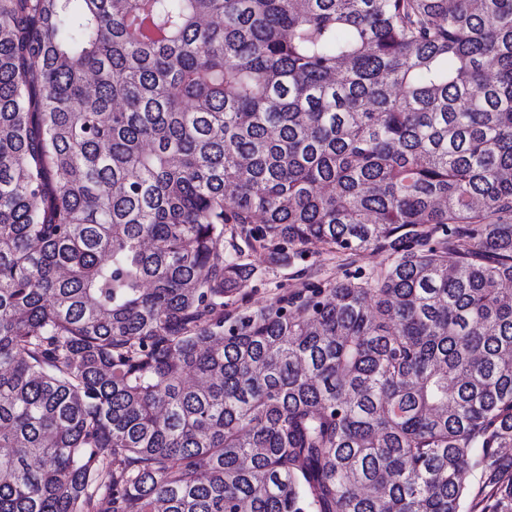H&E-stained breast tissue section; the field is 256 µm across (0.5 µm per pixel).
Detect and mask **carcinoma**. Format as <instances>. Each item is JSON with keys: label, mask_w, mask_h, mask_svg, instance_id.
<instances>
[{"label": "carcinoma", "mask_w": 512, "mask_h": 512, "mask_svg": "<svg viewBox=\"0 0 512 512\" xmlns=\"http://www.w3.org/2000/svg\"><path fill=\"white\" fill-rule=\"evenodd\" d=\"M511 285L512 0H0V512H512ZM317 252H320L319 254ZM356 262L350 267H342L335 256H328L320 251L309 253L295 264H283L276 268L268 267L262 254H253L246 262L256 269L252 288L243 300H239L228 309L253 311L265 307L276 298L285 294L299 293L306 290L314 282L319 281L325 286L327 281L341 277L345 270L354 272L361 270L368 273L372 268L385 263L381 254L365 253L355 258ZM317 271V278L312 276Z\"/></svg>", "instance_id": "1"}]
</instances>
